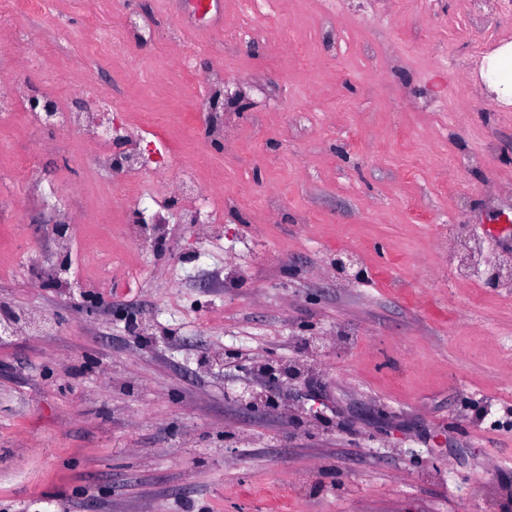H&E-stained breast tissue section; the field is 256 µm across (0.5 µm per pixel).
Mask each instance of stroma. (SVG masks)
<instances>
[{
    "label": "stroma",
    "mask_w": 512,
    "mask_h": 512,
    "mask_svg": "<svg viewBox=\"0 0 512 512\" xmlns=\"http://www.w3.org/2000/svg\"><path fill=\"white\" fill-rule=\"evenodd\" d=\"M22 2L0 0V74L98 111L111 91L132 137L144 112L205 121L193 95L158 91L178 79L160 40L85 59L133 11L251 99L234 147L202 135L188 153L153 127L166 158L144 184L192 164L196 190L212 168L224 182L150 242L123 232L132 206L101 205L114 174L96 145L0 119V198L17 200L0 206V306L50 322L0 335V512H504L512 88L457 70L467 0H344L333 39L314 0H268L265 35L243 42L225 36L243 0H50L20 29ZM287 24L313 65L277 52ZM51 44L64 75L48 85L18 58ZM214 203L223 223H192ZM249 388L276 407H249Z\"/></svg>",
    "instance_id": "obj_1"
}]
</instances>
